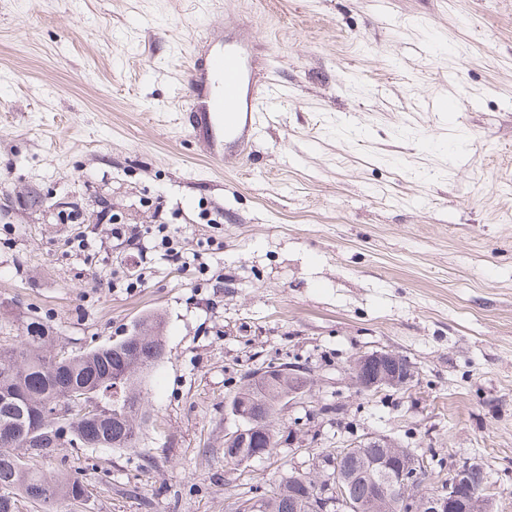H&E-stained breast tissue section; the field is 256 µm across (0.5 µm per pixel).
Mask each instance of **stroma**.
Returning <instances> with one entry per match:
<instances>
[{
    "mask_svg": "<svg viewBox=\"0 0 512 512\" xmlns=\"http://www.w3.org/2000/svg\"><path fill=\"white\" fill-rule=\"evenodd\" d=\"M0 0V348L37 318L77 354L158 316L163 358L132 448L40 458L91 495L72 512H234L253 485L384 435L480 465L512 512V0ZM250 15L268 123L232 167L181 122L202 36ZM447 95L452 111L430 112ZM179 231L186 264L98 223ZM82 213L80 223L62 217ZM386 348L412 386L359 394L347 362ZM305 367L279 445L224 458L233 388ZM306 451L293 454L294 439Z\"/></svg>",
    "mask_w": 512,
    "mask_h": 512,
    "instance_id": "obj_1",
    "label": "stroma"
}]
</instances>
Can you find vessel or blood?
Returning a JSON list of instances; mask_svg holds the SVG:
<instances>
[{"instance_id": "b4317fda", "label": "vessel or blood", "mask_w": 512, "mask_h": 512, "mask_svg": "<svg viewBox=\"0 0 512 512\" xmlns=\"http://www.w3.org/2000/svg\"><path fill=\"white\" fill-rule=\"evenodd\" d=\"M255 53L248 28L240 25L233 41L195 57L186 74L185 129L202 137L209 158L222 166L239 163L268 119L260 104Z\"/></svg>"}]
</instances>
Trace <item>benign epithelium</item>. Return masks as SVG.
<instances>
[{"label":"benign epithelium","mask_w":512,"mask_h":512,"mask_svg":"<svg viewBox=\"0 0 512 512\" xmlns=\"http://www.w3.org/2000/svg\"><path fill=\"white\" fill-rule=\"evenodd\" d=\"M347 371L353 387L360 393L382 389L400 390L414 381V371L409 361L390 350L363 352L348 363ZM275 382L288 388L277 405V412L293 404L316 402L310 379L305 371L294 366L282 367ZM248 432L245 426L224 433L226 458L242 465L250 458L236 452L246 447ZM379 448L384 457L377 461L381 468L393 472L389 479H377L369 474L341 472L339 462L352 448ZM332 471L322 473L315 490L302 483V498L296 506L305 512H489L490 499L481 489L486 483V473L478 465L459 467L453 479L441 488L425 494L411 495L407 479L428 469L426 458L408 448L398 446L383 435H370L336 450L329 459Z\"/></svg>","instance_id":"obj_1"}]
</instances>
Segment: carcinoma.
Segmentation results:
<instances>
[{
  "label": "carcinoma",
  "instance_id": "obj_1",
  "mask_svg": "<svg viewBox=\"0 0 512 512\" xmlns=\"http://www.w3.org/2000/svg\"><path fill=\"white\" fill-rule=\"evenodd\" d=\"M52 336L36 318L25 322L17 345L0 349V512H22L21 502L73 506L87 495L84 482L68 474L46 477L34 464L39 458L63 452L75 444L92 442L102 448H131L145 424L142 384L147 372L164 354L165 344L159 323L144 319L119 341L81 354L51 352ZM130 373L135 387L132 394L114 399L99 389V382L112 375ZM253 381L242 378L230 403L249 404L250 417L257 420L256 445L278 444L276 399L270 393L262 405L252 403ZM99 400L108 414L97 421L68 416L37 417V405H58L67 397ZM380 457L374 448H360L346 458L342 467L356 462L370 469ZM301 486L279 483L268 497L272 512H297L293 493Z\"/></svg>",
  "mask_w": 512,
  "mask_h": 512
}]
</instances>
